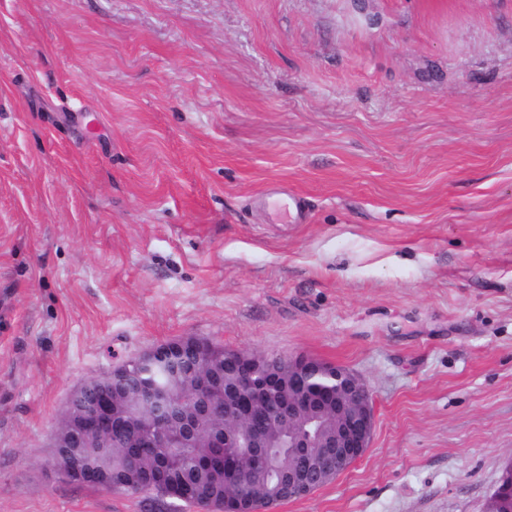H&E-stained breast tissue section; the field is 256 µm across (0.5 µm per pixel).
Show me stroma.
<instances>
[{
    "instance_id": "stroma-1",
    "label": "stroma",
    "mask_w": 512,
    "mask_h": 512,
    "mask_svg": "<svg viewBox=\"0 0 512 512\" xmlns=\"http://www.w3.org/2000/svg\"><path fill=\"white\" fill-rule=\"evenodd\" d=\"M183 336L366 381L365 454L272 512H483L512 0H0V512H152L57 482L48 444L75 387Z\"/></svg>"
}]
</instances>
